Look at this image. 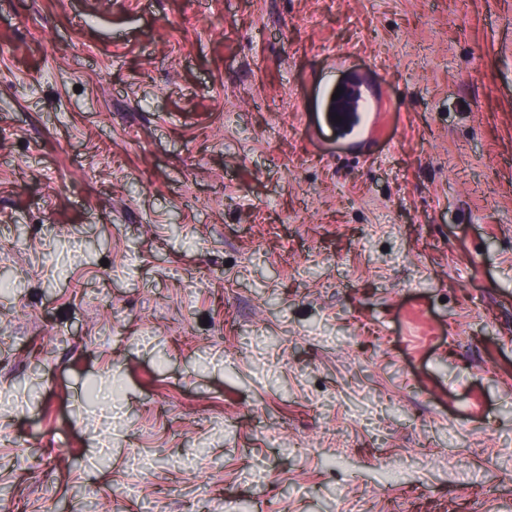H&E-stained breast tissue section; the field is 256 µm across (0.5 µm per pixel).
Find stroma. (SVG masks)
Wrapping results in <instances>:
<instances>
[{"mask_svg": "<svg viewBox=\"0 0 512 512\" xmlns=\"http://www.w3.org/2000/svg\"><path fill=\"white\" fill-rule=\"evenodd\" d=\"M0 141L17 512H512V0H0ZM336 89L326 93L325 112H328V120L334 125L336 116L341 117L336 125L347 124L351 132L355 134H372L379 122V113H375L372 101L361 95L357 87H350L346 92L340 93L335 107L330 111V102Z\"/></svg>", "mask_w": 512, "mask_h": 512, "instance_id": "stroma-1", "label": "stroma"}]
</instances>
